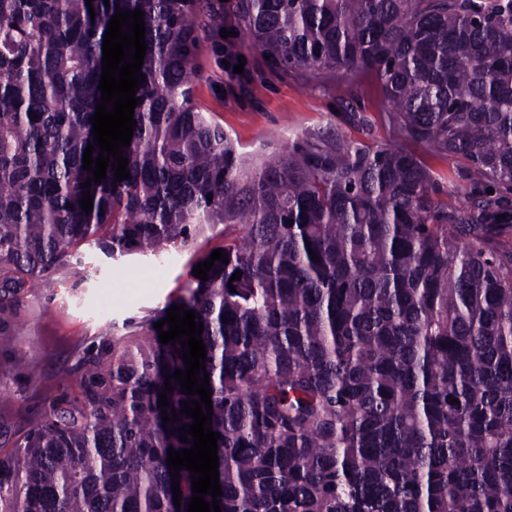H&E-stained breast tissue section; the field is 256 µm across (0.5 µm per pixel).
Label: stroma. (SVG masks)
<instances>
[{
	"instance_id": "obj_1",
	"label": "stroma",
	"mask_w": 512,
	"mask_h": 512,
	"mask_svg": "<svg viewBox=\"0 0 512 512\" xmlns=\"http://www.w3.org/2000/svg\"><path fill=\"white\" fill-rule=\"evenodd\" d=\"M237 3L222 5L230 37L207 29L193 66L198 108L223 125L240 153L268 158L304 134L336 130L371 146L395 142L372 79L323 89L271 67L241 34ZM420 156L441 192L463 196L472 188L466 160L426 150ZM223 244L219 224L186 248L112 258L90 245L81 265L32 288L17 320L0 325V448H11L56 399L77 394L79 361L103 337L159 322L168 303L183 295L197 259Z\"/></svg>"
}]
</instances>
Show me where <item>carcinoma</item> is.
Segmentation results:
<instances>
[{"label": "carcinoma", "instance_id": "obj_1", "mask_svg": "<svg viewBox=\"0 0 512 512\" xmlns=\"http://www.w3.org/2000/svg\"><path fill=\"white\" fill-rule=\"evenodd\" d=\"M92 7L0 0V321L87 243L125 256L240 224L228 263L174 301L204 325L222 491L205 500L512 512V0H239L273 65L317 88L367 75L401 138L467 160L479 187L443 202L398 145L310 133L268 161L239 156L193 104L202 18L224 23L213 0ZM118 7L144 11L148 46L131 178L107 169L86 212ZM179 348L149 325L83 357L78 395L0 450V512H186L191 473L178 508L168 449L191 448L181 402L200 396L173 380L157 402Z\"/></svg>", "mask_w": 512, "mask_h": 512}]
</instances>
